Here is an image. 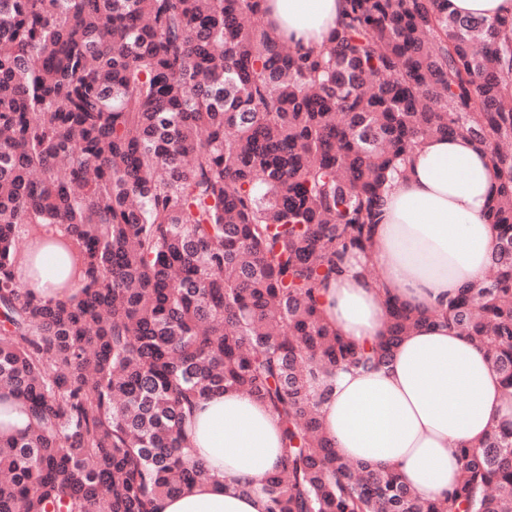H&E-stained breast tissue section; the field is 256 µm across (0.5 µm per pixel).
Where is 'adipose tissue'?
Here are the masks:
<instances>
[{
    "instance_id": "ef3b65f1",
    "label": "adipose tissue",
    "mask_w": 512,
    "mask_h": 512,
    "mask_svg": "<svg viewBox=\"0 0 512 512\" xmlns=\"http://www.w3.org/2000/svg\"><path fill=\"white\" fill-rule=\"evenodd\" d=\"M346 0H263L271 35L305 50L327 46ZM499 172L486 145L462 135L430 138L393 175L371 229L372 245L349 253L326 288V319L357 346L385 333V300L444 312L460 288L484 278L495 232L489 219ZM61 258L49 255L31 287L36 301L76 296L61 285ZM383 276H368L369 267ZM337 453L395 470L418 492L445 499L460 477L456 449L492 426L512 423V389L486 354L440 320L411 331L388 365L339 373L319 408ZM188 461L210 473L154 512H267L257 494L282 461L279 421L234 392L197 401L188 419Z\"/></svg>"
}]
</instances>
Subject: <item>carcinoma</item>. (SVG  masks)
<instances>
[{
    "label": "carcinoma",
    "mask_w": 512,
    "mask_h": 512,
    "mask_svg": "<svg viewBox=\"0 0 512 512\" xmlns=\"http://www.w3.org/2000/svg\"><path fill=\"white\" fill-rule=\"evenodd\" d=\"M260 2L0 0V389L31 416L0 437V512H152L208 477L184 424L226 390L280 420L270 512H512V426L458 449L438 501L337 455L319 414L339 372L435 320L390 301L359 350L321 309L434 136L484 143L501 173L492 275L448 325L512 387V16L347 0L314 53L273 39ZM48 252L77 297L42 304L16 277Z\"/></svg>",
    "instance_id": "cac0c4a2"
}]
</instances>
